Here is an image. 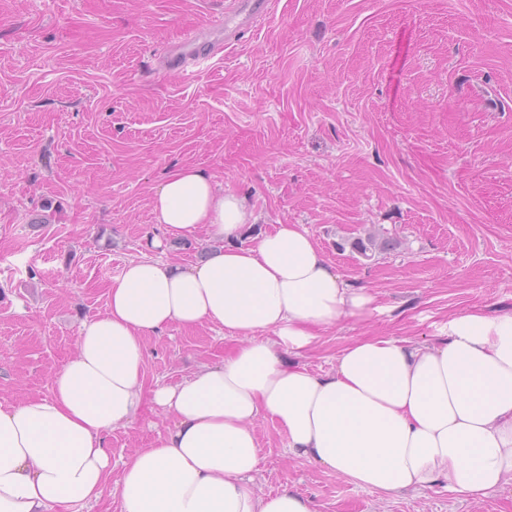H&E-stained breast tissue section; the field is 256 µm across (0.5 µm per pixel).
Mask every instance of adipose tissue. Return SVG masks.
<instances>
[{
	"label": "adipose tissue",
	"instance_id": "1",
	"mask_svg": "<svg viewBox=\"0 0 512 512\" xmlns=\"http://www.w3.org/2000/svg\"><path fill=\"white\" fill-rule=\"evenodd\" d=\"M151 208L173 238L206 229L209 254L186 269L129 262L49 393L0 405V512H86L107 494L122 512H316L255 484L263 417L286 430L292 456L379 493L439 485L478 502L512 477V313L457 314L431 345L357 340L335 373L314 374L283 353L366 316L374 294L348 287L300 225L235 246L247 207L197 167L170 171ZM172 324L221 328L235 347L144 391L143 341ZM148 401L173 424L113 474L107 438Z\"/></svg>",
	"mask_w": 512,
	"mask_h": 512
}]
</instances>
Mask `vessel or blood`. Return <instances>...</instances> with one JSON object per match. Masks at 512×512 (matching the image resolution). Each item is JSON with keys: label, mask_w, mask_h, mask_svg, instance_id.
<instances>
[{"label": "vessel or blood", "mask_w": 512, "mask_h": 512, "mask_svg": "<svg viewBox=\"0 0 512 512\" xmlns=\"http://www.w3.org/2000/svg\"><path fill=\"white\" fill-rule=\"evenodd\" d=\"M270 0H233L224 15V34L193 32L180 39L178 44L161 60L166 70L194 68L201 71L209 68L213 60L224 49L223 39L234 35L241 27L252 25L264 18L269 11Z\"/></svg>", "instance_id": "vessel-or-blood-1"}]
</instances>
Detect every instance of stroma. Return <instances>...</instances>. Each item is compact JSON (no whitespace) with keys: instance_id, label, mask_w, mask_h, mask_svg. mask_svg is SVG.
Instances as JSON below:
<instances>
[{"instance_id":"35a3bbf8","label":"stroma","mask_w":512,"mask_h":512,"mask_svg":"<svg viewBox=\"0 0 512 512\" xmlns=\"http://www.w3.org/2000/svg\"><path fill=\"white\" fill-rule=\"evenodd\" d=\"M230 0H0V404L46 394L104 313L127 262L201 263L207 233L176 240L151 213L165 175L192 165L243 198L238 245L298 224L374 311L341 318L291 362L335 371L352 342L440 339L477 309L512 312V0H274L210 69L160 75L190 30ZM374 234L382 250L359 255ZM232 339L172 325L146 337L144 386L223 359ZM173 419L145 403L108 438L113 461ZM264 491L317 512H512L442 487L380 494L300 458L255 426Z\"/></svg>"}]
</instances>
